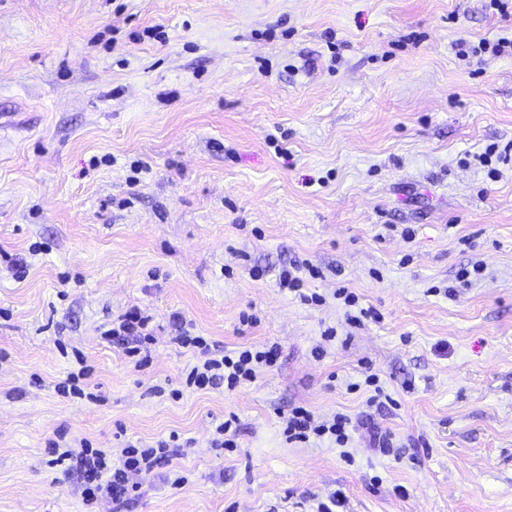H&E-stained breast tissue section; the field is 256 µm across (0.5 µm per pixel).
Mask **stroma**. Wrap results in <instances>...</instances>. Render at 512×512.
<instances>
[{
    "mask_svg": "<svg viewBox=\"0 0 512 512\" xmlns=\"http://www.w3.org/2000/svg\"><path fill=\"white\" fill-rule=\"evenodd\" d=\"M502 37L488 0H0V512H512V162L478 161L512 149V56L456 48ZM292 262L322 304L279 288ZM176 314L278 362L185 388ZM295 406L348 443L289 441ZM61 427L178 446L89 502L47 464ZM149 324V316H143L140 311L134 309L124 314L118 326H112L109 333L112 336H151Z\"/></svg>",
    "mask_w": 512,
    "mask_h": 512,
    "instance_id": "1",
    "label": "stroma"
}]
</instances>
